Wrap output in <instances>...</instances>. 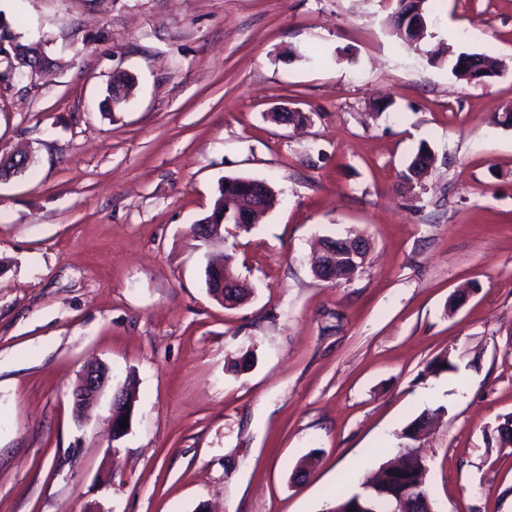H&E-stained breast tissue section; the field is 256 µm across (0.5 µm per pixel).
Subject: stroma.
I'll return each mask as SVG.
<instances>
[{"mask_svg":"<svg viewBox=\"0 0 512 512\" xmlns=\"http://www.w3.org/2000/svg\"><path fill=\"white\" fill-rule=\"evenodd\" d=\"M395 7L0 0L54 62L0 90V155L30 158L0 183V512H327L426 410L434 512H512V0H427L414 44ZM462 52L509 71L459 80ZM117 69L136 93L113 112ZM236 176L278 203L204 247L191 227ZM358 235L352 279L313 274L318 239ZM211 251L242 305L209 296ZM92 359L136 387L114 442L111 392L73 411Z\"/></svg>","mask_w":512,"mask_h":512,"instance_id":"1","label":"stroma"}]
</instances>
